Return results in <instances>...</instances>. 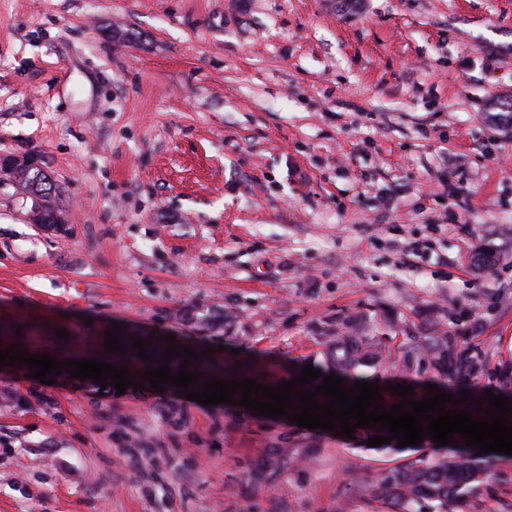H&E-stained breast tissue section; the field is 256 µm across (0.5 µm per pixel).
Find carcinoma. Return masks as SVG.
Returning <instances> with one entry per match:
<instances>
[{
  "instance_id": "1",
  "label": "carcinoma",
  "mask_w": 512,
  "mask_h": 512,
  "mask_svg": "<svg viewBox=\"0 0 512 512\" xmlns=\"http://www.w3.org/2000/svg\"><path fill=\"white\" fill-rule=\"evenodd\" d=\"M9 177L25 194L40 198L37 221L42 224L56 223V213L60 212L57 197L52 195V183L46 174L38 169L21 168L9 173ZM342 343V354L329 355L327 373L343 378V385L350 389L360 380L356 370L369 361L378 360L395 367L391 354L385 351L383 342L374 336H363L354 326L348 327L347 335L336 337ZM401 356L404 370H411L415 362L431 359L441 368L448 364V337L441 336L434 341L424 338L402 347ZM167 346L154 343L147 348L150 359L143 360L134 351L133 344L123 342L120 358L135 359L142 367H158L164 359ZM193 371L202 373L200 380L220 375L228 381L235 374L228 363L217 360H190ZM398 441L391 440L379 446V450L400 454L411 451L418 458L402 463L382 473L376 480L358 485V492L365 498L382 506H400L403 512H457L460 506L474 493L492 466V456L480 453L474 447L460 448L450 456L436 454V449L418 446L397 447ZM288 465V449L273 448L256 465L255 474L281 473Z\"/></svg>"
}]
</instances>
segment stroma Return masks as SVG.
Instances as JSON below:
<instances>
[{
  "label": "stroma",
  "mask_w": 512,
  "mask_h": 512,
  "mask_svg": "<svg viewBox=\"0 0 512 512\" xmlns=\"http://www.w3.org/2000/svg\"><path fill=\"white\" fill-rule=\"evenodd\" d=\"M506 95L512 0H0V158L66 217L0 175V325L66 363L120 322L274 387L347 323L393 352L444 335L473 409L512 369ZM28 372L0 366V512H377L356 486L400 461L169 383ZM272 448L287 475L251 479ZM462 512H512V457ZM20 161L21 159L16 160V158L2 159L0 161L1 174L10 172L13 165ZM7 174L25 194L40 198V210L36 220L41 224H57L56 213L61 211L56 195H52V183L46 181L48 180L46 174L38 168H21Z\"/></svg>",
  "instance_id": "stroma-1"
}]
</instances>
